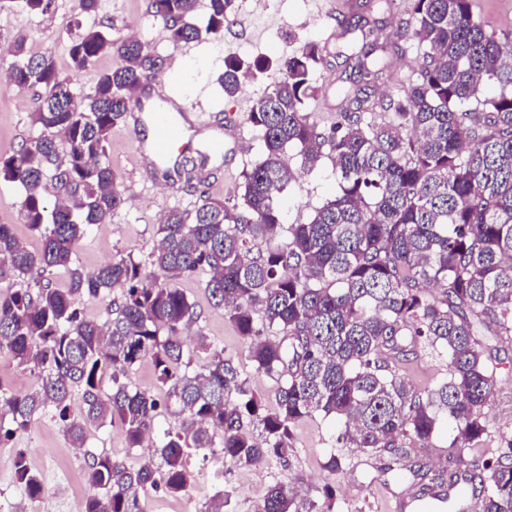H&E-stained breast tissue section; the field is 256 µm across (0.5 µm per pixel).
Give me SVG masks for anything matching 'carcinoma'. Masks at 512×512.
<instances>
[{"mask_svg": "<svg viewBox=\"0 0 512 512\" xmlns=\"http://www.w3.org/2000/svg\"><path fill=\"white\" fill-rule=\"evenodd\" d=\"M8 2L31 13L52 7V0ZM149 8L169 40L186 45L222 37L235 0H209L201 25L192 19L195 0H150ZM406 14L391 42L379 41L375 19L342 26L351 73L349 84L336 86L340 120L328 133L304 112L324 61L317 44L275 64L224 59L228 98L246 74L273 65L280 72L248 116L261 133V159L243 171L240 199L205 198L190 212L167 213L152 254L160 275L152 278L130 256L90 275L72 266V256L85 226L105 223L125 203L109 137L165 60L110 30H77L69 44L73 69L109 54L123 61L78 102L52 55L28 53L22 37L7 44L13 82L43 94L32 113L39 136L0 156V180L21 191V219L41 248L0 224V285L10 284L0 289V350L37 369L40 383L9 396L0 390V444L48 407L75 448L89 427L109 420L120 421L128 448H141L160 408L185 414L181 431L165 433L135 466L92 457L82 512H141L140 494L160 482L171 495L190 494L193 453L238 466L286 463L294 426L316 416L340 422L325 463L333 473L342 470L344 448L388 454L421 478L422 499L446 500L463 482L474 512H512V439L504 451L464 458L488 437L483 410L493 395L490 365L499 360L498 348L480 337L512 343V29L486 33L472 0H408ZM409 40L423 50L415 80L395 96L371 98ZM489 85L497 95H485ZM377 107L392 122L365 120ZM293 155L310 170L326 157L336 175V194L302 224L283 223L281 200L296 180ZM208 162L199 151L182 156L183 184H201ZM60 270L69 275L67 290L50 280L34 292L11 288L35 271ZM199 272L209 275L205 288L245 340L255 370L274 382L273 408L221 354L191 368L182 333L199 314L174 282ZM103 288L119 294L101 325L80 316L72 295L96 297ZM426 355L444 362L446 373L419 392L404 368ZM145 358L162 386L157 396L127 382ZM106 374L108 393L100 389ZM76 386L84 387L77 413L70 406ZM447 423L455 428L448 471L407 465V448L427 447ZM15 480L31 499L43 491L22 452ZM334 501L329 485L310 498L275 483L257 512H332Z\"/></svg>", "mask_w": 512, "mask_h": 512, "instance_id": "carcinoma-1", "label": "carcinoma"}]
</instances>
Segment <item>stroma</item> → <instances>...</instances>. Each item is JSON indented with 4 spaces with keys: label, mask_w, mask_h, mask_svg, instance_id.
<instances>
[{
    "label": "stroma",
    "mask_w": 512,
    "mask_h": 512,
    "mask_svg": "<svg viewBox=\"0 0 512 512\" xmlns=\"http://www.w3.org/2000/svg\"><path fill=\"white\" fill-rule=\"evenodd\" d=\"M236 5L238 22L225 30L223 38H204L178 47L170 42L163 23L151 15L148 0H99L97 11L83 16L74 14L72 0H53L50 12L44 15L0 9V46L22 37L31 52L52 54L60 73L70 78L79 93L88 92L100 73L121 66L122 61L107 55L93 68L73 71L67 51L71 30L108 25L118 37L138 31L141 42L166 61L162 82L173 83L190 111L207 113L209 131L224 134L223 158L210 160L206 181L194 191L180 185L169 186L152 168L139 167L135 132L123 123L114 127L108 154L127 200L105 223L87 228L75 253L76 265L83 273H93L121 255L132 256L143 272L153 273L152 253L159 241L157 228L169 210L193 209L204 196L227 201L241 193L243 170L260 157L261 136L249 122L248 113L280 74L271 69L245 79L241 91L228 98L219 84L225 57L280 60L294 54L303 43L319 44L325 62L316 73L318 90L308 99L305 111L318 130L326 131L335 125L336 79L340 74L333 57L336 44L328 40L330 23L319 13L314 0H273L265 13L257 12L254 0H237ZM8 66V59L0 58V155L13 154L22 140L39 134L31 122L33 93L17 90L5 76ZM335 192L336 178L329 161H321L311 171L299 170L298 182L284 200L285 223L307 222ZM204 281V275L194 274L177 283L197 307V329L213 347L223 351L253 392L263 395L266 406H274L271 380L257 374L248 358L246 343L223 309L212 305ZM501 357L502 364L494 370L492 405L485 414L490 431L486 445L490 448L499 447L501 435L512 433V347H507ZM338 427L332 419L303 420L294 430V448L288 463L272 461L261 468L228 463L221 468L224 480L220 483L213 476L219 469L214 462L191 455L188 467L195 477L191 497L170 496L159 486L141 495L144 512H183L188 506L193 512H200L206 496L220 484L233 493L227 512H256L269 486L299 478L304 481V489L314 495L320 494L324 486H333L334 512H388V498L413 500L418 481H399L384 472V458L352 449L345 453L342 471L325 469ZM19 451L46 478L40 500H30L14 480L11 463ZM152 452L149 446L138 453L127 448L124 429L117 422L89 427L84 447L73 450L53 409H46L34 416L23 434L0 446V512H33L37 507L43 512H68V501H82L89 492L84 473L91 456L108 455L132 464L137 455Z\"/></svg>",
    "instance_id": "obj_1"
}]
</instances>
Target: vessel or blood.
<instances>
[{
    "label": "vessel or blood",
    "instance_id": "b4317fda",
    "mask_svg": "<svg viewBox=\"0 0 512 512\" xmlns=\"http://www.w3.org/2000/svg\"><path fill=\"white\" fill-rule=\"evenodd\" d=\"M184 116L183 110H171L166 98L149 95L141 98L132 115L134 130L142 134L138 155L154 165L169 164L180 157L192 144L183 123Z\"/></svg>",
    "mask_w": 512,
    "mask_h": 512
}]
</instances>
